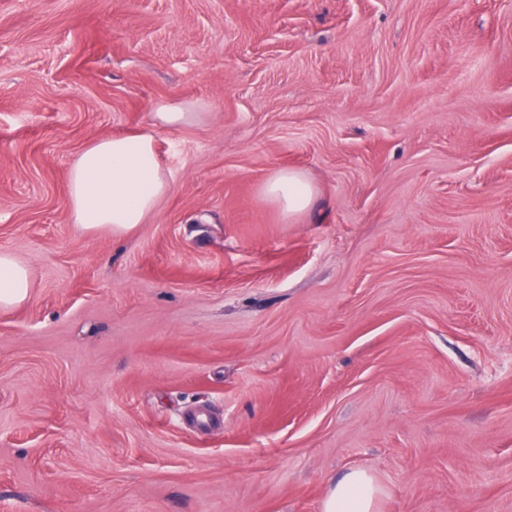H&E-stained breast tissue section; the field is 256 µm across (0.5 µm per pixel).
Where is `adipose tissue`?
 <instances>
[{
  "mask_svg": "<svg viewBox=\"0 0 512 512\" xmlns=\"http://www.w3.org/2000/svg\"><path fill=\"white\" fill-rule=\"evenodd\" d=\"M169 192V181L148 132L96 139L72 159L68 201L73 223L86 233L100 231L120 237L156 212ZM265 196L290 216L303 212L313 188L296 170L275 172ZM32 270L10 253L0 252V308L22 305L29 297ZM379 494L374 477L365 470L349 471L332 487L322 512H376Z\"/></svg>",
  "mask_w": 512,
  "mask_h": 512,
  "instance_id": "ef3b65f1",
  "label": "adipose tissue"
}]
</instances>
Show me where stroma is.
<instances>
[{
    "instance_id": "stroma-1",
    "label": "stroma",
    "mask_w": 512,
    "mask_h": 512,
    "mask_svg": "<svg viewBox=\"0 0 512 512\" xmlns=\"http://www.w3.org/2000/svg\"><path fill=\"white\" fill-rule=\"evenodd\" d=\"M147 129L156 213L78 230ZM1 251L0 512H512V0H0ZM201 114L188 112L186 108L176 102H160L155 106V112L152 113L154 125L167 129H179L189 125L199 119ZM169 181L149 132L96 139L72 159L68 201L83 232L128 234L156 212ZM313 187L297 170H280L266 181L265 196L278 203L289 215L303 212L313 197ZM32 270L10 253L0 252V308L22 305L32 288ZM379 488L365 470L353 469L332 487L322 512H375Z\"/></svg>"
}]
</instances>
